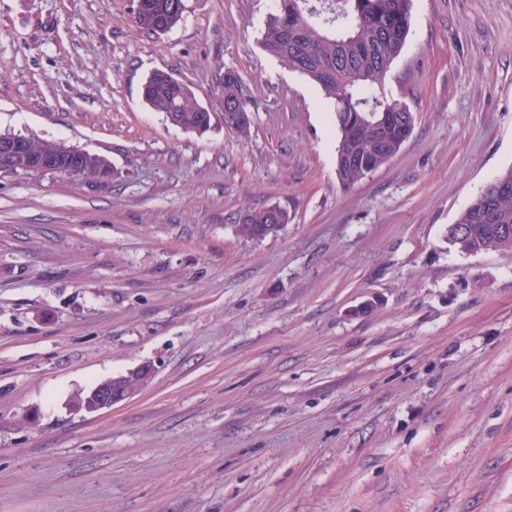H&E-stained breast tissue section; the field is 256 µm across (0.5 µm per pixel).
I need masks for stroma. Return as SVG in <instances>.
Listing matches in <instances>:
<instances>
[{
  "label": "stroma",
  "instance_id": "1",
  "mask_svg": "<svg viewBox=\"0 0 512 512\" xmlns=\"http://www.w3.org/2000/svg\"><path fill=\"white\" fill-rule=\"evenodd\" d=\"M184 3L157 37L135 0H0V132L112 166L0 173V512H512V252L443 239L512 166V0H414L384 81L414 131L347 190L271 0ZM155 70L218 115L238 73L249 137L170 124ZM288 222V211L280 206H270L260 210H248L240 215L239 224H237V232L240 237L253 240L254 233L260 224H265L262 234L268 237L281 231ZM153 373L151 365H141L126 374L105 378L84 392V402L76 406V409L87 414L111 409L112 406L127 401L152 378ZM130 378L138 381L135 389L129 388L125 382Z\"/></svg>",
  "mask_w": 512,
  "mask_h": 512
}]
</instances>
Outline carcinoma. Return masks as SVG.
I'll return each mask as SVG.
<instances>
[{
    "mask_svg": "<svg viewBox=\"0 0 512 512\" xmlns=\"http://www.w3.org/2000/svg\"><path fill=\"white\" fill-rule=\"evenodd\" d=\"M414 0H273L261 45L288 69L301 74L322 94L336 135V180L349 189L389 162L410 137L414 116L401 100L387 94L384 78L404 48L411 31ZM185 11L184 0H140L134 9L143 31L167 33ZM143 99L178 127L204 134L211 129L209 110L179 79L151 74ZM239 76L224 73V125L241 136L251 121ZM109 161L87 152L64 163L60 175L76 168L91 181L107 180ZM288 211L279 206L248 210L237 232L251 240L262 224H286ZM512 166L497 173L447 226L444 239L467 255L511 251Z\"/></svg>",
    "mask_w": 512,
    "mask_h": 512,
    "instance_id": "carcinoma-1",
    "label": "carcinoma"
}]
</instances>
